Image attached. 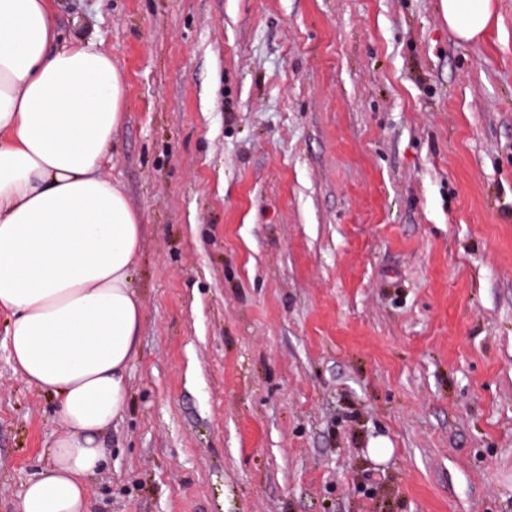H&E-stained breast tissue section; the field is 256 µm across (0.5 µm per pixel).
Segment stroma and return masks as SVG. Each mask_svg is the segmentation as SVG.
<instances>
[{"mask_svg":"<svg viewBox=\"0 0 512 512\" xmlns=\"http://www.w3.org/2000/svg\"><path fill=\"white\" fill-rule=\"evenodd\" d=\"M53 0L143 224L90 512H512V0ZM0 312V512L60 435ZM448 27L458 38L473 41L480 38L491 25L494 0H443Z\"/></svg>","mask_w":512,"mask_h":512,"instance_id":"obj_1","label":"stroma"}]
</instances>
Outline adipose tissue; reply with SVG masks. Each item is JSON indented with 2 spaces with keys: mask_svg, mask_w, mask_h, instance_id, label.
<instances>
[{
  "mask_svg": "<svg viewBox=\"0 0 512 512\" xmlns=\"http://www.w3.org/2000/svg\"><path fill=\"white\" fill-rule=\"evenodd\" d=\"M473 41L494 0H444ZM50 0H0V310L14 371L54 393L63 431L20 512H87L122 414L141 320L131 270L142 226L103 170L123 119L125 82L109 55L55 47Z\"/></svg>",
  "mask_w": 512,
  "mask_h": 512,
  "instance_id": "ef3b65f1",
  "label": "adipose tissue"
}]
</instances>
